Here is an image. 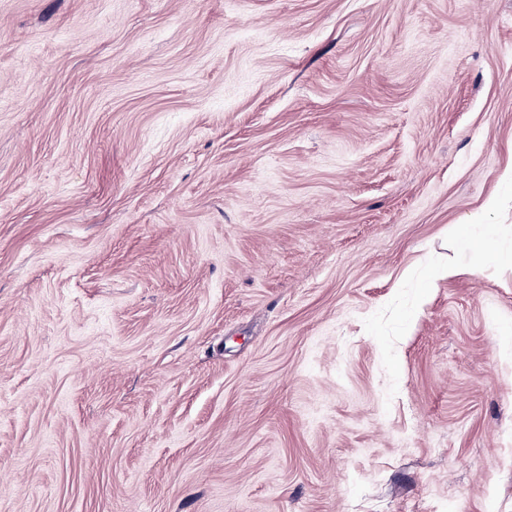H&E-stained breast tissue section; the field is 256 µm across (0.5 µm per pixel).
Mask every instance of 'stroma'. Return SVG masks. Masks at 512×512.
<instances>
[{
  "instance_id": "35a3bbf8",
  "label": "stroma",
  "mask_w": 512,
  "mask_h": 512,
  "mask_svg": "<svg viewBox=\"0 0 512 512\" xmlns=\"http://www.w3.org/2000/svg\"><path fill=\"white\" fill-rule=\"evenodd\" d=\"M418 502L512 512V0H0V512Z\"/></svg>"
}]
</instances>
